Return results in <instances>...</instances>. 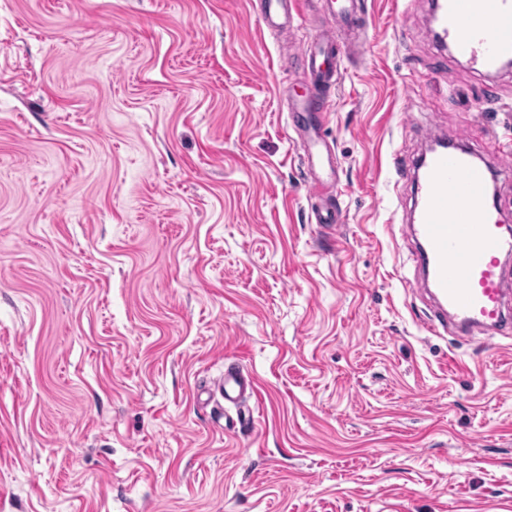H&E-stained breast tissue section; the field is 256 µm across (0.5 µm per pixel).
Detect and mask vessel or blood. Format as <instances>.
I'll return each mask as SVG.
<instances>
[{
  "label": "vessel or blood",
  "instance_id": "1",
  "mask_svg": "<svg viewBox=\"0 0 512 512\" xmlns=\"http://www.w3.org/2000/svg\"><path fill=\"white\" fill-rule=\"evenodd\" d=\"M329 16L335 29H325ZM261 25L276 28L309 18L313 41L300 55L308 73L310 92L288 105L293 131L309 146L308 171L313 190L327 189V168L333 156H321L319 115L326 95L340 78L341 62L353 52L366 31L361 0H262L257 14ZM433 30L449 47L465 57L471 68L491 72L512 59V0H442ZM449 148L435 151L416 163V192L408 219L416 245L417 278L413 288L424 289L434 303L426 328L445 329L459 336L512 334V307L506 297L512 280L504 259L512 255V236L506 235L501 215L489 194L490 172L461 150L458 132L448 135ZM225 402L242 406L255 390L253 377L233 364L218 381Z\"/></svg>",
  "mask_w": 512,
  "mask_h": 512
}]
</instances>
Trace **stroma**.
Masks as SVG:
<instances>
[{"instance_id":"obj_1","label":"stroma","mask_w":512,"mask_h":512,"mask_svg":"<svg viewBox=\"0 0 512 512\" xmlns=\"http://www.w3.org/2000/svg\"><path fill=\"white\" fill-rule=\"evenodd\" d=\"M365 2L323 112L332 232L288 120L310 26L0 0V512H512V336L422 327L390 164L429 126L495 163L512 73L434 42L428 0ZM218 389L224 391V402L233 404L240 410L242 404L255 390L254 378L243 367L233 364L224 368V378H219Z\"/></svg>"}]
</instances>
